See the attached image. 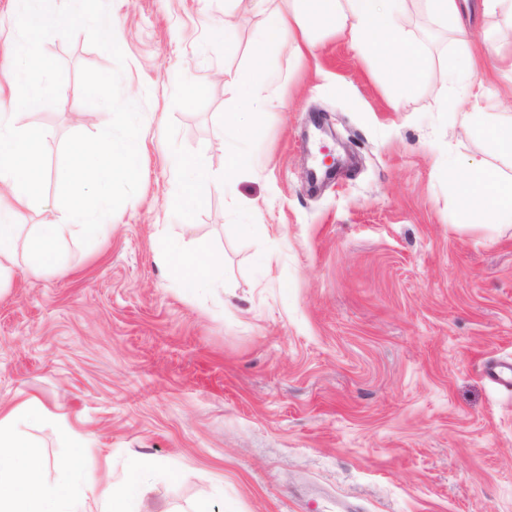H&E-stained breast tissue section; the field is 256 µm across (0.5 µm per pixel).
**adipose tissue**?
I'll return each mask as SVG.
<instances>
[{"label": "adipose tissue", "mask_w": 512, "mask_h": 512, "mask_svg": "<svg viewBox=\"0 0 512 512\" xmlns=\"http://www.w3.org/2000/svg\"><path fill=\"white\" fill-rule=\"evenodd\" d=\"M408 0H290L288 8L266 9L256 32V45L264 49L284 42L287 34L298 33L297 57L311 51L307 22L314 19L328 26L347 29L352 48L360 54L376 55L404 92H412L422 73L418 48L399 26ZM48 59L29 56L20 80L24 92L20 106L37 111L45 98L55 94ZM462 127L476 130L500 157L512 159V113L463 111ZM233 135L225 147L224 178L215 181L194 159H180L175 169L180 176L171 207L182 216L203 208L217 186L232 188L250 169L253 158L247 148L251 128L248 120L234 118ZM46 131L36 124L13 128L7 113H0V281L23 269L33 279L62 271L60 245L78 237L89 243L104 239L111 225L96 218L97 209L107 207L114 181L134 178L140 168L141 142L135 131L116 138L108 115H101L94 145L73 149L70 165L59 172L58 183L70 202L65 210L42 223L25 224L21 218L38 202L41 156ZM457 213L465 222L499 230L512 228V175L484 163L455 170ZM155 259L173 272L184 290L220 288L224 281L217 272L224 266L223 253L201 259L184 243L164 232L155 237ZM32 423L45 420L44 410L25 401L9 409L0 408V512H86L88 499H101L102 512H142L149 493L147 465L131 467L119 488L107 491L88 484L84 498H75L65 483L49 484L43 479L46 459L31 451L28 438L17 429L18 418Z\"/></svg>", "instance_id": "adipose-tissue-1"}]
</instances>
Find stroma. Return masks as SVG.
<instances>
[{"mask_svg":"<svg viewBox=\"0 0 512 512\" xmlns=\"http://www.w3.org/2000/svg\"><path fill=\"white\" fill-rule=\"evenodd\" d=\"M480 67L449 75L457 33L412 0L402 19L423 74L410 94L345 33L309 24L314 53L258 50L259 0H98L28 41L23 0H0V94L27 49L55 62L59 95L14 125L49 132L40 223L62 209L57 172L75 143L137 129L140 175L112 185V232L63 246L65 276L0 285V403L46 411L27 429L43 473L115 486L153 463L146 512H512V229L459 222L451 166L512 175L461 110L511 112L512 16L459 0ZM234 26L232 46L221 31ZM114 43L104 49V32ZM108 97L85 92L88 76ZM280 75L282 106L252 121V168L183 226L175 157L224 174L245 85ZM400 109H393L394 99ZM223 252L224 285L185 293L154 259L157 225ZM228 224L267 235L225 238Z\"/></svg>","mask_w":512,"mask_h":512,"instance_id":"1","label":"stroma"}]
</instances>
